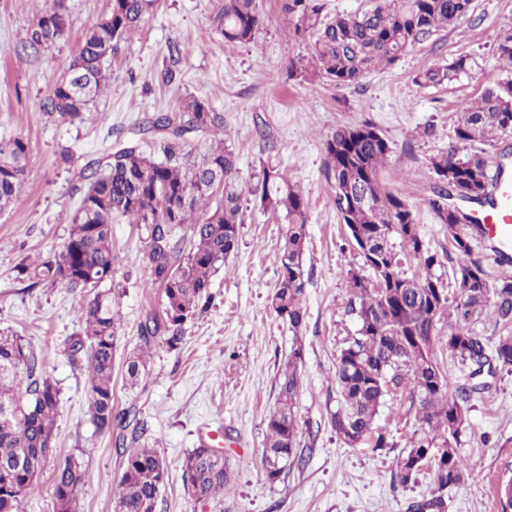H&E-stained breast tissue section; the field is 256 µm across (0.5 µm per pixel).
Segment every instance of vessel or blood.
Returning <instances> with one entry per match:
<instances>
[{
    "label": "vessel or blood",
    "mask_w": 512,
    "mask_h": 512,
    "mask_svg": "<svg viewBox=\"0 0 512 512\" xmlns=\"http://www.w3.org/2000/svg\"><path fill=\"white\" fill-rule=\"evenodd\" d=\"M476 217L480 238L493 244L498 265L512 268V167L497 165L493 199L477 207Z\"/></svg>",
    "instance_id": "obj_1"
}]
</instances>
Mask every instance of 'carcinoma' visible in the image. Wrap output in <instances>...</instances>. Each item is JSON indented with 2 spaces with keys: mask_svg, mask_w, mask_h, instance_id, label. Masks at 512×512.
Masks as SVG:
<instances>
[{
  "mask_svg": "<svg viewBox=\"0 0 512 512\" xmlns=\"http://www.w3.org/2000/svg\"><path fill=\"white\" fill-rule=\"evenodd\" d=\"M31 30L27 47L37 51L60 39L67 25L66 0H50ZM473 0H378L355 14L323 15L322 0H282V11L293 34L311 39L308 64L291 63L288 75L302 82L328 81L352 85L371 71L395 63L434 32L454 24L473 9ZM157 6V0H112L110 13L91 27L71 61L67 76L54 85L43 105L46 114L64 123L84 121L106 80L104 60L115 43L132 34ZM216 30L228 43L248 44L262 26L257 0H224L213 17ZM476 66L460 56L446 67L428 68L415 77L421 86L442 84ZM455 139L474 145L512 135V80L485 89L460 104ZM136 134L156 136L164 160L141 149L140 140L117 136L106 160L85 162L80 176L85 189L71 218L67 240L30 271L36 284H61L78 297L83 332L65 343L69 363L87 368L92 420L96 429L110 431L122 472L113 490V512H156L168 465L157 449L141 442L144 427L137 411L114 413L112 374L117 350L119 314L112 282V219L127 217L146 230L141 263L149 285L162 292L160 311H149L138 325L145 350L126 360L131 383L146 372L150 345L171 349L182 343L184 326L211 301L213 277L234 254L243 223V186L236 154L224 147V115L194 96L178 100L177 111L156 112ZM213 136L214 145L196 154L192 139ZM325 174L333 204L350 237L361 250L369 274L351 272L350 283L377 281L379 288L354 289L349 312L355 334L336 355V411L330 425L343 444L356 447L374 435V421L385 395L407 382L416 417L425 428L410 441L397 461L396 479L405 486L426 468L435 485L456 486L471 476L458 452L469 426L468 403L480 385L471 380L492 362L512 366V336L490 345L469 326L485 312L503 327L512 326V279L490 286L482 266L470 259L468 241L459 233L451 192L479 203L490 201L486 161L474 153L460 157L456 149L431 159L439 185L430 205L445 225L457 263L453 271L458 296L435 307L431 285H443L433 269L438 256L421 236L406 230L414 224L412 211L379 179L390 152L376 128L363 122L336 129L324 143ZM28 142L14 137L0 142V211L18 198L26 177ZM260 206L284 216L277 264L278 278L270 307L294 332L302 327L308 276L304 266L307 201L275 168L262 167L250 188ZM369 197L368 203L359 199ZM379 251L375 259L362 252L360 238ZM448 321L452 339L445 346L437 328ZM448 358L470 369L455 379L445 370ZM302 344H296L278 374V393L266 419L262 468L270 481L304 462L298 453L296 404L302 385L299 364ZM60 414L59 389L24 337L0 333V512H22L23 499L48 463ZM376 436V435H374ZM376 448L387 447L383 435ZM186 494L198 502L224 493L227 464L211 457L201 445L181 461ZM87 481L81 462L69 458L55 474V512H77V499Z\"/></svg>",
  "mask_w": 512,
  "mask_h": 512,
  "instance_id": "cac0c4a2",
  "label": "carcinoma"
}]
</instances>
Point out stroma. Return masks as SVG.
I'll list each match as a JSON object with an SVG mask.
<instances>
[{
    "label": "stroma",
    "mask_w": 512,
    "mask_h": 512,
    "mask_svg": "<svg viewBox=\"0 0 512 512\" xmlns=\"http://www.w3.org/2000/svg\"><path fill=\"white\" fill-rule=\"evenodd\" d=\"M224 0H161L133 36L119 41L106 62L109 83L91 106L93 118L61 123L43 103L85 31L110 11L111 0H67L63 37L39 52L24 43L43 0H0V141L29 142L23 194L0 213V330L25 336L60 388L54 450L23 512H54V475L74 457L90 478L78 495V512H113L112 488L121 473L112 435L92 422L86 377L64 352L80 332L81 312L63 286L34 285L17 272L20 262L60 249L83 194L81 161L110 152L117 132L129 133L157 112H171L192 95L224 115V143L238 156L240 176L252 183L261 166L279 169L308 202L305 267L310 272L306 320L293 332L271 309L277 254L285 220L243 195L238 248L213 279L210 308L188 322L177 349L158 343L137 385L112 378L114 408L135 407L144 440L169 466L156 512H412V505L442 499L444 512H502L501 478L512 465V368L483 373L487 388L470 401V428L459 452L472 478L437 490L429 471L400 486L396 462L418 424L405 389L389 392L375 419L388 446L344 445L328 424L336 408V355L356 322L348 312L350 272L363 259L352 245L331 199L324 173V141L337 128L371 123L388 141L383 184L409 206L418 231L441 259L436 272L450 282L454 249L429 201L438 184L430 161L455 145L457 109L485 88L512 78L497 54L512 34V0H473L468 17L435 32L393 66L368 73L355 86L291 79V62L307 57L309 39L292 37L280 0H257L263 25L254 42L230 44L214 29ZM179 45L172 60L170 45ZM473 56L469 74L422 87L415 76ZM76 161H63L64 151ZM144 231L120 219L112 225L114 295L122 316L118 356L139 347L138 324L159 309L161 292L141 266ZM302 345V387L297 418L307 464L276 482L261 466L265 420L277 394V375L295 345ZM223 449L231 480L224 494L195 502L185 493L181 459L200 443Z\"/></svg>",
    "instance_id": "1"
}]
</instances>
